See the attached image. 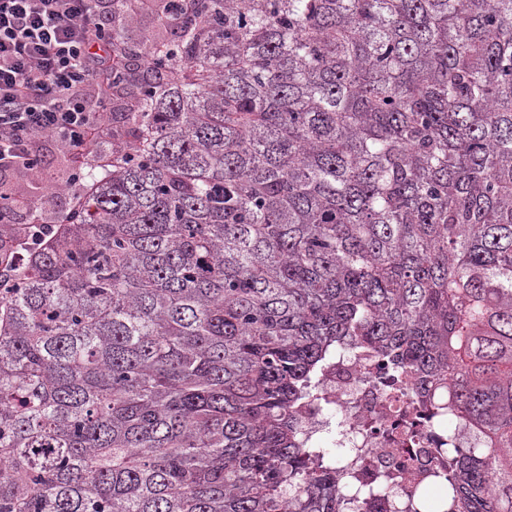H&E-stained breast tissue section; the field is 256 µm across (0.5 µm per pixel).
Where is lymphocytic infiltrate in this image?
I'll use <instances>...</instances> for the list:
<instances>
[{"mask_svg": "<svg viewBox=\"0 0 512 512\" xmlns=\"http://www.w3.org/2000/svg\"><path fill=\"white\" fill-rule=\"evenodd\" d=\"M112 0H0V194L4 224L29 221L9 175L41 173L37 142L63 149L79 181L89 149L109 129L104 89L122 62L104 21Z\"/></svg>", "mask_w": 512, "mask_h": 512, "instance_id": "f902f5d3", "label": "lymphocytic infiltrate"}]
</instances>
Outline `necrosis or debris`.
I'll return each mask as SVG.
<instances>
[{"label": "necrosis or debris", "mask_w": 512, "mask_h": 512, "mask_svg": "<svg viewBox=\"0 0 512 512\" xmlns=\"http://www.w3.org/2000/svg\"><path fill=\"white\" fill-rule=\"evenodd\" d=\"M380 364L375 357L332 363L321 379L318 401L304 409L305 430L311 438L329 436L354 448L361 482L375 483L389 470L408 488L431 467L428 449H440L438 460L444 463L447 450L472 446L476 434L437 424L417 404L409 384L385 387Z\"/></svg>", "instance_id": "necrosis-or-debris-1"}]
</instances>
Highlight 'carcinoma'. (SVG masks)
I'll list each match as a JSON object with an SVG mask.
<instances>
[{
    "label": "carcinoma",
    "mask_w": 512,
    "mask_h": 512,
    "mask_svg": "<svg viewBox=\"0 0 512 512\" xmlns=\"http://www.w3.org/2000/svg\"><path fill=\"white\" fill-rule=\"evenodd\" d=\"M158 2L0 224V512H360L301 438L350 345L481 435L408 512H512V0Z\"/></svg>",
    "instance_id": "carcinoma-1"
}]
</instances>
